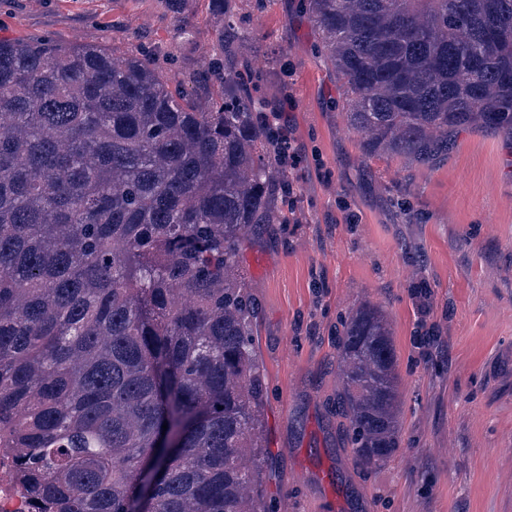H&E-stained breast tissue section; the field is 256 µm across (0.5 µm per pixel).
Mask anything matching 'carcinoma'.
Here are the masks:
<instances>
[{
	"instance_id": "cac0c4a2",
	"label": "carcinoma",
	"mask_w": 512,
	"mask_h": 512,
	"mask_svg": "<svg viewBox=\"0 0 512 512\" xmlns=\"http://www.w3.org/2000/svg\"><path fill=\"white\" fill-rule=\"evenodd\" d=\"M370 157L428 162L455 134L512 140V0H300ZM136 50L0 38V448L40 512H267L254 307L238 252L290 183L249 93L207 66L199 103ZM346 442L399 448L387 320L338 355Z\"/></svg>"
}]
</instances>
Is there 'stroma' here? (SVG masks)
Instances as JSON below:
<instances>
[{
  "label": "stroma",
  "mask_w": 512,
  "mask_h": 512,
  "mask_svg": "<svg viewBox=\"0 0 512 512\" xmlns=\"http://www.w3.org/2000/svg\"><path fill=\"white\" fill-rule=\"evenodd\" d=\"M252 6L226 0L240 22L225 62L262 69L254 95L283 108L303 151L288 171L293 217L249 231L240 251L267 387L265 502L512 512V142L462 131L429 163L366 156L347 127L344 81L316 54L298 0ZM223 31L210 0H0V37L171 56L183 78L223 56ZM367 303L389 324L400 381V446L373 467L336 439L337 340ZM324 470L338 491L317 482Z\"/></svg>",
  "instance_id": "1"
}]
</instances>
